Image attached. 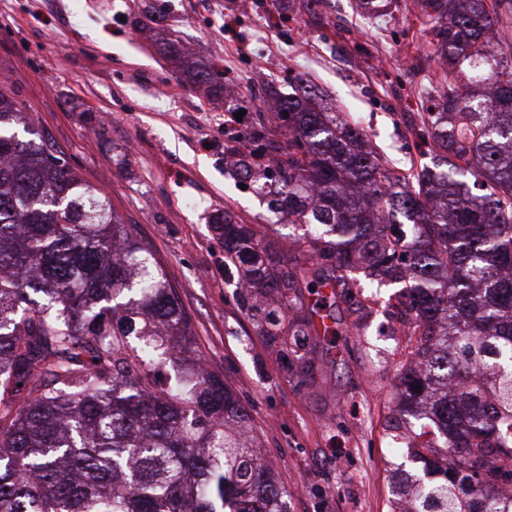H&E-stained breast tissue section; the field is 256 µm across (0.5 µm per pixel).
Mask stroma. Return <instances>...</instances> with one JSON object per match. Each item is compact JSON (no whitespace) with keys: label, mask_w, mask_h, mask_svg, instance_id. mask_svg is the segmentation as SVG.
Segmentation results:
<instances>
[{"label":"stroma","mask_w":512,"mask_h":512,"mask_svg":"<svg viewBox=\"0 0 512 512\" xmlns=\"http://www.w3.org/2000/svg\"><path fill=\"white\" fill-rule=\"evenodd\" d=\"M0 0V81L84 179L152 245L188 313L196 349L251 415L252 432L289 512H396L395 485L414 467L392 444L394 392L406 337L396 336V285L363 289L310 376L258 336L224 276L213 220L230 209L275 243L294 228L241 189L224 164L229 137L249 131L262 90L294 76L323 91L399 172L423 163L415 136L437 94L415 0L361 17L355 0ZM180 38L229 91L212 102L171 59Z\"/></svg>","instance_id":"1"}]
</instances>
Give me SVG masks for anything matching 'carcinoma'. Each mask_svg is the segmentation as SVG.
Here are the masks:
<instances>
[{
	"mask_svg": "<svg viewBox=\"0 0 512 512\" xmlns=\"http://www.w3.org/2000/svg\"><path fill=\"white\" fill-rule=\"evenodd\" d=\"M443 92L417 136L431 165L382 164L314 88L224 145L237 181L313 230L277 258L228 210L224 272L280 359L336 330L358 289L400 285L410 352L396 396L435 436L405 512H512V0H418ZM391 0H356L368 17ZM195 84L222 73L189 67ZM194 345L164 266L0 90V512H288L250 414L214 374L175 377ZM497 406L487 409V399Z\"/></svg>",
	"mask_w": 512,
	"mask_h": 512,
	"instance_id": "obj_1",
	"label": "carcinoma"
}]
</instances>
